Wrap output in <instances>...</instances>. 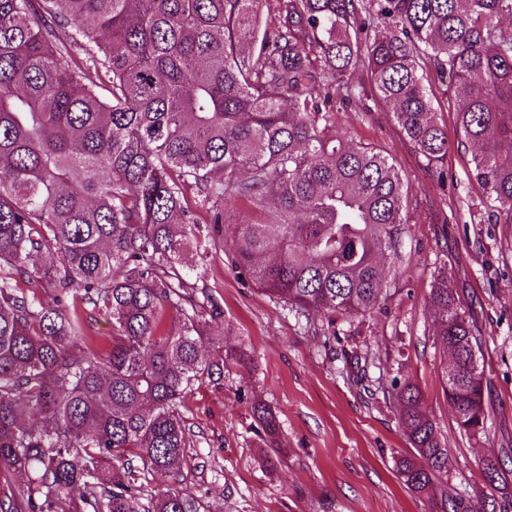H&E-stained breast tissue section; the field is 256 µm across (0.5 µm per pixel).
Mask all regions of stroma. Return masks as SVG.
<instances>
[{
  "label": "stroma",
  "instance_id": "obj_1",
  "mask_svg": "<svg viewBox=\"0 0 512 512\" xmlns=\"http://www.w3.org/2000/svg\"><path fill=\"white\" fill-rule=\"evenodd\" d=\"M448 127L442 172L424 168L390 112L365 96L337 114L352 141L375 145L404 171L423 212L406 225L405 257L381 311L337 318L336 340L316 327L327 315H298L262 294L232 266L231 250L210 257L207 282L224 308L214 331L253 350L249 368L226 373L223 386L202 384L185 400L196 433L193 459L182 475L156 477L168 485L224 500V512H441L439 501L412 493L395 462L413 455L390 398L393 380L410 381L448 449L451 484L465 496L493 495L484 478L488 448L512 446V224H492L472 174L470 153L447 102L437 107ZM444 271L466 309L477 314L482 338L484 401L491 428L474 439L460 433L443 392L446 357L436 342L430 303L433 276ZM257 392L280 425L281 460L263 461L264 443L238 401Z\"/></svg>",
  "mask_w": 512,
  "mask_h": 512
}]
</instances>
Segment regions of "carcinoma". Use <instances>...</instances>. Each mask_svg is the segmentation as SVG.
<instances>
[{"label": "carcinoma", "instance_id": "obj_1", "mask_svg": "<svg viewBox=\"0 0 512 512\" xmlns=\"http://www.w3.org/2000/svg\"><path fill=\"white\" fill-rule=\"evenodd\" d=\"M507 16L512 0H0V512H224L150 490L190 464L184 398L251 364L209 330L224 318L198 287L210 251L231 230L235 268L291 311L385 305L416 208L397 163L337 128L360 66L428 167L448 157V128L423 72L449 78L458 145L491 220L512 224ZM430 300L443 391L479 438L481 338L448 275ZM88 306L112 322L106 350L86 336ZM392 388L416 451L397 462L404 484L443 512H512L505 493L474 503L435 485L448 448L418 387ZM240 401L275 465V415L253 391ZM509 459L489 449L490 483Z\"/></svg>", "mask_w": 512, "mask_h": 512}]
</instances>
